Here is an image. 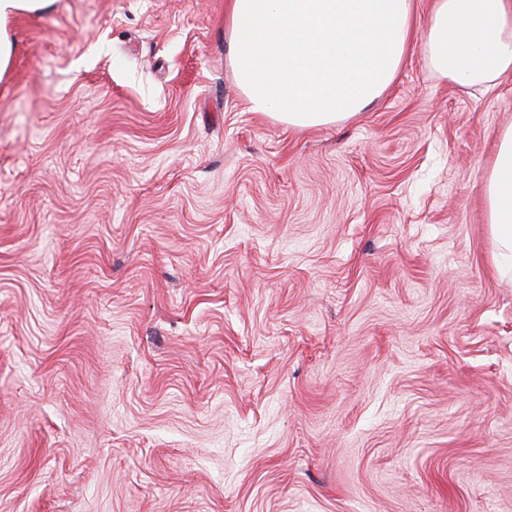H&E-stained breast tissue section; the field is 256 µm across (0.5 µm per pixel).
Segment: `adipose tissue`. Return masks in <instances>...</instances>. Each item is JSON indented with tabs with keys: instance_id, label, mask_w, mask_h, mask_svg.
Here are the masks:
<instances>
[{
	"instance_id": "adipose-tissue-1",
	"label": "adipose tissue",
	"mask_w": 512,
	"mask_h": 512,
	"mask_svg": "<svg viewBox=\"0 0 512 512\" xmlns=\"http://www.w3.org/2000/svg\"><path fill=\"white\" fill-rule=\"evenodd\" d=\"M48 0H0V75L11 18ZM224 33L253 111L311 128L344 121L379 98L416 41L463 85L512 75V0H433L424 30L414 0H225ZM497 274L512 277V126L498 135L483 185Z\"/></svg>"
}]
</instances>
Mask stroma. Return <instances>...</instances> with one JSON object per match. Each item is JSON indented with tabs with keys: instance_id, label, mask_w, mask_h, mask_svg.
Masks as SVG:
<instances>
[{
	"instance_id": "obj_1",
	"label": "stroma",
	"mask_w": 512,
	"mask_h": 512,
	"mask_svg": "<svg viewBox=\"0 0 512 512\" xmlns=\"http://www.w3.org/2000/svg\"><path fill=\"white\" fill-rule=\"evenodd\" d=\"M0 76V512H512V78L422 46L250 111L224 0H50ZM487 222L491 225L495 269L512 281V126L498 135L497 150L483 185Z\"/></svg>"
}]
</instances>
